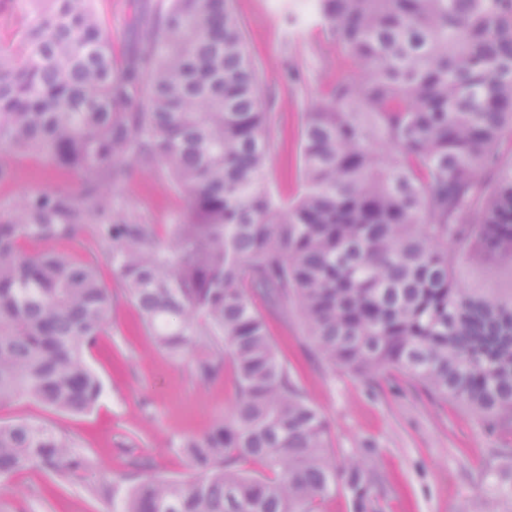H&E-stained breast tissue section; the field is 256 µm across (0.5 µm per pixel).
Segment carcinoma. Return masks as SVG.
<instances>
[{
	"mask_svg": "<svg viewBox=\"0 0 512 512\" xmlns=\"http://www.w3.org/2000/svg\"><path fill=\"white\" fill-rule=\"evenodd\" d=\"M323 32L360 72L301 132L302 193L264 185L271 115L231 0H168L116 61L94 0H32L0 47V146L84 176L0 218V405L80 414L102 383L87 353L123 289L156 345L210 382L230 363L227 419L179 444L188 479L136 464L100 490L112 512H315L345 490L373 512L372 474L329 461L327 422L281 363L266 319L297 310L332 365L397 371L491 432L512 433V287L460 288L448 246L512 272V0H320ZM187 198L162 227L112 203L132 163ZM77 241L84 262L31 252ZM108 265L115 285L98 275ZM265 304L255 310L252 297ZM512 448L482 477L512 506ZM54 428L0 423V476L86 472Z\"/></svg>",
	"mask_w": 512,
	"mask_h": 512,
	"instance_id": "obj_1",
	"label": "carcinoma"
}]
</instances>
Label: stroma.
Instances as JSON below:
<instances>
[{
    "label": "stroma",
    "instance_id": "35a3bbf8",
    "mask_svg": "<svg viewBox=\"0 0 512 512\" xmlns=\"http://www.w3.org/2000/svg\"><path fill=\"white\" fill-rule=\"evenodd\" d=\"M115 55L126 51L134 0H96ZM247 45L261 74L260 94L272 117L267 180L281 197L300 188V132L307 112L323 101L325 84L358 77L352 61L322 33L297 29L293 0L269 12L268 0H234ZM294 68L299 81L286 78ZM15 177L0 184V215L21 195L53 188L79 192L83 177L44 161L13 156ZM115 204L157 225L178 223L187 208L163 168H134L113 190ZM279 360L330 423L328 442L336 462L357 456L375 471L376 512H491L494 490L480 473L491 449L506 437L489 432L460 406L437 399L394 371L373 384L314 351L298 313L267 322ZM88 360L103 392L96 408L73 415L28 399L0 405V423L39 421L67 434L90 458L91 468L63 479L37 469L0 478V512H111L112 502L95 486L125 475L133 462L150 473L186 478L190 468L177 450L186 436L230 416L233 373L224 368L210 383L198 382L190 358L159 350L141 327L134 304L122 299L112 323Z\"/></svg>",
    "mask_w": 512,
    "mask_h": 512
}]
</instances>
